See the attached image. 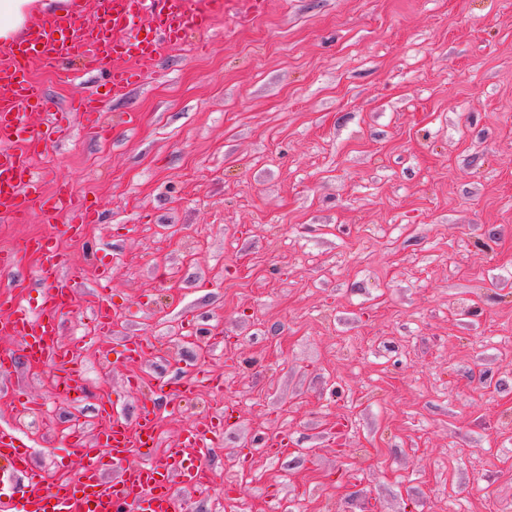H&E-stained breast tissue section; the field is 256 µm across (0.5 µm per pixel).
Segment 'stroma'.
Here are the masks:
<instances>
[{"instance_id": "stroma-1", "label": "stroma", "mask_w": 512, "mask_h": 512, "mask_svg": "<svg viewBox=\"0 0 512 512\" xmlns=\"http://www.w3.org/2000/svg\"><path fill=\"white\" fill-rule=\"evenodd\" d=\"M217 29L120 98L89 60L34 63L49 109L104 101L109 140L75 129L36 169L100 211L67 247L111 267L115 320L88 339L77 288L74 405L0 341V425L50 479L100 407L151 397L174 448L229 405L231 501L187 487L192 512H512V0H230ZM124 336L155 349L127 364ZM203 360L223 387L169 414L157 382Z\"/></svg>"}]
</instances>
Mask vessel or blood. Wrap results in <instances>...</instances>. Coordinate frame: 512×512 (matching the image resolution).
<instances>
[{
	"instance_id": "obj_1",
	"label": "vessel or blood",
	"mask_w": 512,
	"mask_h": 512,
	"mask_svg": "<svg viewBox=\"0 0 512 512\" xmlns=\"http://www.w3.org/2000/svg\"><path fill=\"white\" fill-rule=\"evenodd\" d=\"M224 5L225 0H205L195 9L191 0H106L107 26L65 10L32 24L21 40L0 48V219L24 223L35 215L51 225L64 216V234L75 239L98 218L68 180H59L54 193L44 195L35 161L49 148L64 144L74 128L97 127L99 102L89 95L74 101L68 112L43 109L33 61L52 64L65 54L92 55L113 95L122 96L142 82L165 52L187 46L192 33L210 31ZM141 16L147 17V27L139 26ZM38 110L44 118L35 125L30 116ZM21 253L40 257L36 273L44 289L42 302L29 307L1 288L0 338L18 342L28 362L50 368L68 399L80 402L88 394L87 379L75 349L59 339V314L73 306V291L85 280V270L53 237L41 235L20 237L1 248L0 272ZM110 281V271L99 270L94 321L99 335L112 331ZM121 347L123 359L132 363L153 344L126 336ZM205 384L217 387L221 381L207 369L196 368L172 387V405L195 396ZM223 432V418H210L188 428L178 447L164 449L157 457V412L151 404H143L132 422L106 409L94 438L79 432L70 436L74 455L83 461L81 469L72 479L49 486L15 428L1 425L0 460L7 463L9 474L0 477V512H189L188 500L175 490L171 477L179 475L183 484L199 491L210 489L205 462Z\"/></svg>"
}]
</instances>
